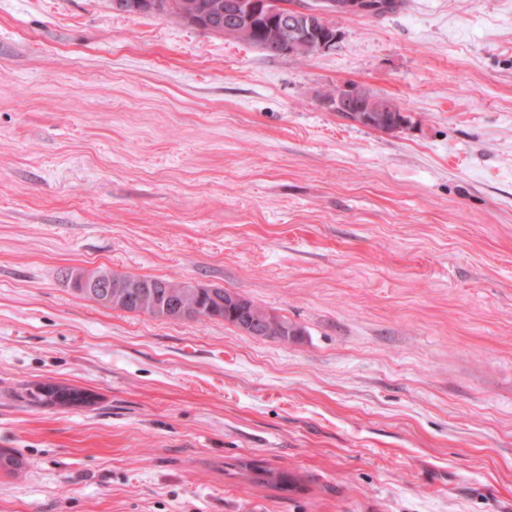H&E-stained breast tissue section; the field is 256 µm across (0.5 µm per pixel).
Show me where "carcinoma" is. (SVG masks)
Returning <instances> with one entry per match:
<instances>
[{"mask_svg": "<svg viewBox=\"0 0 512 512\" xmlns=\"http://www.w3.org/2000/svg\"><path fill=\"white\" fill-rule=\"evenodd\" d=\"M168 8L163 14L175 16L181 20L189 13L193 17L208 18L211 22L234 28L235 11L239 0H166ZM247 43L263 48L270 56L278 55L277 48L272 46L273 40L262 31L252 33ZM363 123L367 126L392 131L394 113L370 112L363 113ZM79 292L98 302L103 293H111V307L128 312L149 314L154 317L171 320H190L201 315L214 319H223L236 326L244 319L255 322V333L264 338L286 340L290 336L299 335V330L288 319L273 315L260 308L250 299L236 294V300L224 297V289L211 288L203 284L189 282L164 281L162 288H81ZM61 386L43 384L31 395L37 401L58 403L57 390ZM241 470L251 480L260 485H269L285 491L297 488L293 475L277 471L261 461L241 463Z\"/></svg>", "mask_w": 512, "mask_h": 512, "instance_id": "1", "label": "carcinoma"}]
</instances>
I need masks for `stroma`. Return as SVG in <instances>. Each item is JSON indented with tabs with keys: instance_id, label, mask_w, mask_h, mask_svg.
I'll return each instance as SVG.
<instances>
[{
	"instance_id": "1",
	"label": "stroma",
	"mask_w": 512,
	"mask_h": 512,
	"mask_svg": "<svg viewBox=\"0 0 512 512\" xmlns=\"http://www.w3.org/2000/svg\"><path fill=\"white\" fill-rule=\"evenodd\" d=\"M326 19L298 58L0 0V512H512V0ZM351 84L403 127L323 106ZM97 269L301 333L106 307ZM240 466L252 483L269 485L285 491H291L298 487L293 475L270 468L262 461L250 460L242 462Z\"/></svg>"
}]
</instances>
